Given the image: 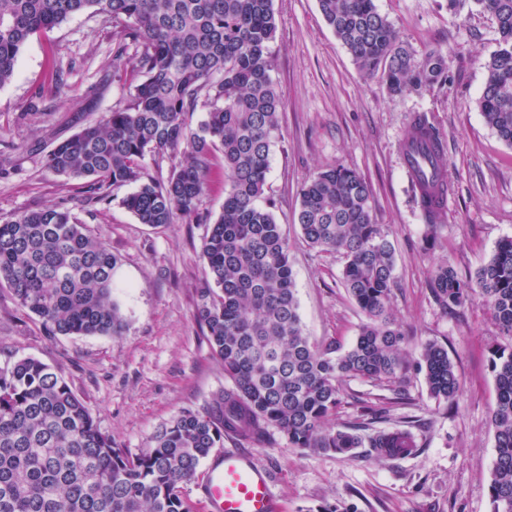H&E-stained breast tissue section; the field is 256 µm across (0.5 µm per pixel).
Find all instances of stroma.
Segmentation results:
<instances>
[{"label": "stroma", "instance_id": "35a3bbf8", "mask_svg": "<svg viewBox=\"0 0 512 512\" xmlns=\"http://www.w3.org/2000/svg\"><path fill=\"white\" fill-rule=\"evenodd\" d=\"M376 5L405 45L447 54L446 82L420 94L391 95L381 76L359 71L317 0H273L271 75L283 109L266 197L288 234L306 334L315 344L346 348L364 316L342 284V259L306 245L296 212L301 187L321 168L341 165L365 178L375 219L395 244L393 311L410 357L418 359L422 343L438 341L456 366L462 394L452 406L437 402L413 369L391 386L343 381L335 425L354 421L366 405L386 410L393 421L419 419L421 447L408 459H382L369 448L353 459L293 448L277 432L250 450L270 472L282 512L329 506L336 512H490L496 386L489 357L499 333L479 297L448 312L429 280L443 262L461 276L473 274L499 240L512 236V147L498 139L478 105L499 36L491 17L470 2L457 16L448 0ZM114 43L110 23L82 13L32 35L22 48L13 79L0 86V220L45 206L72 210L119 259L113 297L124 327L117 336L48 335L2 283L0 367L31 356L59 369L115 446L135 455L180 411L212 410L225 379L195 319L205 225L140 224L118 203L123 187L114 189V203L83 208L81 182L42 163L56 142L126 104V86L106 74ZM59 70L68 90L55 96L50 84ZM417 114L426 115L445 142L451 192L431 250L400 153Z\"/></svg>", "mask_w": 512, "mask_h": 512}]
</instances>
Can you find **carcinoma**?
Returning <instances> with one entry per match:
<instances>
[{
  "mask_svg": "<svg viewBox=\"0 0 512 512\" xmlns=\"http://www.w3.org/2000/svg\"><path fill=\"white\" fill-rule=\"evenodd\" d=\"M495 22L499 49L485 64L479 107L486 123L512 146V0H475ZM320 13L357 66L381 74L395 95L431 88L448 60L436 50L416 55L398 37L375 0H318ZM112 24L117 50L112 77L129 87L128 102L63 139L44 167L84 181L88 203L109 204L112 190L139 223L206 224L205 276L196 310L214 354L224 364L219 409L184 411L158 428L148 449L131 455L112 446L60 371L34 357L0 369V512H191L183 488L229 434L260 443L275 429L294 448L355 456L371 448L403 460L419 448L415 420L375 428L370 419L330 424L341 382L396 383L410 361L396 324V249L375 222L372 190L356 171L332 166L300 192L303 241L343 260L342 281L366 317L346 350L313 345L298 312L288 236L265 193L270 148L280 129L282 99L271 76L276 36L273 0H0V85L15 73L29 38L76 14ZM137 47L129 70L126 43ZM203 118L192 123L195 113ZM431 131L434 158L444 155L427 118L412 119L410 138ZM173 160L167 178L149 165ZM222 160L224 206L210 222L203 202ZM437 243L442 214L414 189ZM118 263L108 245L68 209L45 207L0 221V283L35 315L50 336H117L123 327L112 297ZM430 288L447 310L478 295L509 340L491 351L497 391L491 414L496 457L488 493L491 512H512V238L501 239L486 263L462 278L448 264L434 268ZM429 394L456 404L461 385L444 346L427 341L415 361Z\"/></svg>",
  "mask_w": 512,
  "mask_h": 512,
  "instance_id": "carcinoma-1",
  "label": "carcinoma"
}]
</instances>
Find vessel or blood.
<instances>
[{"label": "vessel or blood", "instance_id": "b4317fda", "mask_svg": "<svg viewBox=\"0 0 512 512\" xmlns=\"http://www.w3.org/2000/svg\"><path fill=\"white\" fill-rule=\"evenodd\" d=\"M403 167L412 181H437V206L447 211L450 190L443 164L421 148L402 146ZM201 494L209 512H279L269 473L240 448H228L206 464Z\"/></svg>", "mask_w": 512, "mask_h": 512}]
</instances>
